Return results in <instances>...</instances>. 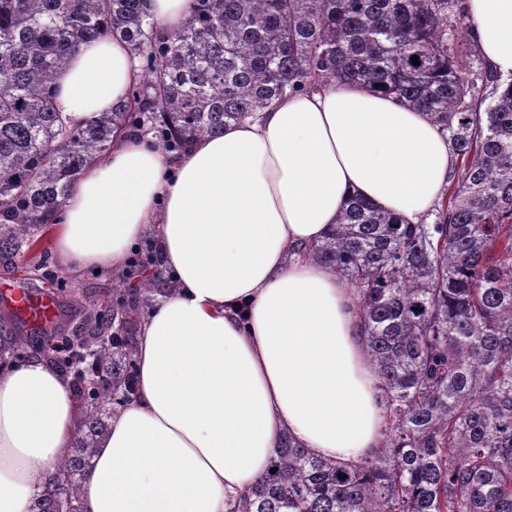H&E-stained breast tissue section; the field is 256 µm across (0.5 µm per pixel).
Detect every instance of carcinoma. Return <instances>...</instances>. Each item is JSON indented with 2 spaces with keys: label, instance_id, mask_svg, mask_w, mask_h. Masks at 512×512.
<instances>
[{
  "label": "carcinoma",
  "instance_id": "1",
  "mask_svg": "<svg viewBox=\"0 0 512 512\" xmlns=\"http://www.w3.org/2000/svg\"><path fill=\"white\" fill-rule=\"evenodd\" d=\"M454 0H198L157 34L149 0H0V254L33 239L76 180L126 132L177 155L274 99L357 83L421 110L448 132L454 164L431 223L354 195L311 256L357 295L361 336L386 410L381 445L349 466L286 438L229 512H512V79L463 68L471 27ZM123 39L145 67L128 100L66 120L53 82L79 47ZM418 57L413 64L411 57ZM145 244L112 274L109 298L68 336L0 338V367L68 346L79 385L71 455L35 499L82 512L80 489L108 418L136 393L133 331L171 279ZM87 361L108 368L81 382Z\"/></svg>",
  "mask_w": 512,
  "mask_h": 512
}]
</instances>
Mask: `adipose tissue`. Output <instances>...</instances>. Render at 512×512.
Wrapping results in <instances>:
<instances>
[{
	"mask_svg": "<svg viewBox=\"0 0 512 512\" xmlns=\"http://www.w3.org/2000/svg\"><path fill=\"white\" fill-rule=\"evenodd\" d=\"M471 36L512 77V0H465ZM126 43L80 47L54 85L73 119L125 101ZM448 137L390 96L344 85L273 101L180 158L125 136L54 217L59 254L113 270L152 235L175 293L143 319L136 395L82 488L83 512H225L284 438L350 464L380 445L383 406L355 298L292 255L360 195L419 223L452 170ZM78 400L40 359L0 372V512H28L73 446Z\"/></svg>",
	"mask_w": 512,
	"mask_h": 512,
	"instance_id": "1",
	"label": "adipose tissue"
}]
</instances>
